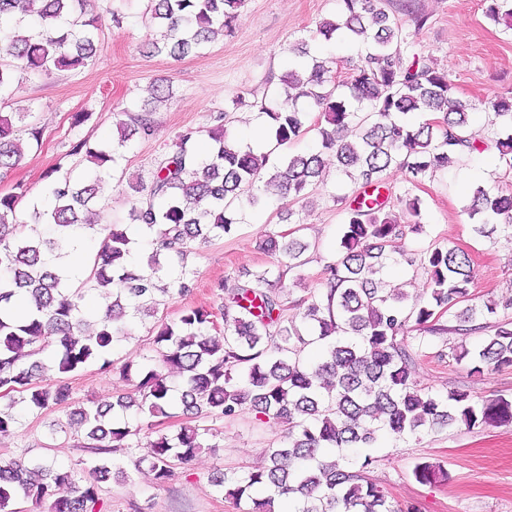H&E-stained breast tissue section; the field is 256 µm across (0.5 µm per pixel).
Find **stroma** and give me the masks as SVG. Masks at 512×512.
<instances>
[{
  "label": "stroma",
  "mask_w": 512,
  "mask_h": 512,
  "mask_svg": "<svg viewBox=\"0 0 512 512\" xmlns=\"http://www.w3.org/2000/svg\"><path fill=\"white\" fill-rule=\"evenodd\" d=\"M148 5V0H89L88 14L99 18L93 62L42 81L17 76L6 109L27 113L29 121L41 127L43 140L38 148L23 146L19 166L0 175V194L21 182L40 195L44 176L53 169L75 178L86 174L91 165L71 156L72 143L89 135L109 138L125 120L126 110L139 107L149 99L151 85L163 82L172 86V98L156 104L152 135L131 141L96 206L100 223H127L135 200L130 181L149 178L173 151L178 134L192 131L205 138L213 113H224L235 138H246L258 129L262 120L256 104L277 91L290 67L291 48L311 39L318 23L339 9L338 0H247L233 33L215 36L199 53L177 59L148 54L147 45L156 37ZM416 5L428 21L418 29L408 17H401L407 42L447 69L457 96L477 104L488 94L512 92V30L486 16L483 0H416ZM240 94L246 105L233 106ZM76 112L90 113L91 118L75 129L71 117ZM384 180L398 193L421 200L425 231L409 235L408 248L419 250L432 240L454 243L472 255V292L478 300L512 298V241L475 238L463 212L475 188L494 191L512 186V171L498 165L495 148L452 158L446 169L414 186L407 171L397 166L385 172ZM348 192L335 155L326 153L323 181L307 198L273 199L258 208H244L233 234L195 246L187 258L188 267L196 272L192 290L168 301L160 316L173 319L186 308L217 310V281L273 267L275 257L259 247L260 235L267 232L292 233L313 244L300 272L284 273L277 284L288 304L287 316H295V300L319 291L323 267L338 248L346 218L339 198ZM454 341L451 335L426 338L415 370L421 388L442 396L464 390L480 402L512 397V367L489 369L481 378L470 376L466 365L448 358ZM65 380L74 401L84 404L108 401L133 389L131 382L96 363L67 374ZM64 417L61 410L28 415L20 431L0 436V457L47 455L63 465L88 458L89 450L80 445L83 429L78 424L53 434L54 424ZM215 427L217 449L200 452L163 488L156 486L152 475L136 470L135 458L149 452L146 441H139L133 456L120 461L124 476L102 483L103 512H241L215 491L212 474L219 468L263 465L266 448L279 440L284 427L273 420L257 421L249 410L216 421ZM370 455L369 475L392 502L413 503L419 512H512L511 423L474 429L460 425L399 441L383 438ZM422 462L441 465L447 481L417 482L412 471Z\"/></svg>",
  "instance_id": "stroma-1"
}]
</instances>
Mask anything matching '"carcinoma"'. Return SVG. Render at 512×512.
Listing matches in <instances>:
<instances>
[{"instance_id":"obj_1","label":"carcinoma","mask_w":512,"mask_h":512,"mask_svg":"<svg viewBox=\"0 0 512 512\" xmlns=\"http://www.w3.org/2000/svg\"><path fill=\"white\" fill-rule=\"evenodd\" d=\"M246 0H150V21L161 38L149 44L154 54L184 57L201 50L217 33L229 32ZM335 21L317 25L315 36L361 44L364 54L349 68L346 81L335 80L336 59L320 57L305 47L292 49L302 72L281 79L280 100L260 105L274 146L266 152L251 147L228 148L224 113L211 115L205 154L194 132L178 136L173 152L150 177L146 197L129 212L133 224L153 237L146 265L128 266L130 239L122 224H97L92 207L104 192V172L118 164L129 141L151 135L150 110L119 123L117 140L92 148L89 139L73 143L70 154L83 155L95 168L83 180L54 178L47 173L45 198L30 200V224L48 226V234L23 232L27 222L17 215L30 194L23 184L0 194V388L11 389L0 406V434L25 425L29 414L64 408L84 427L85 447L93 458L66 467L44 456L0 459V512H14L20 500L51 499L49 512H102L98 482L112 474L111 455L131 452L141 428L117 419L130 411L155 419L151 453L135 460L158 485L189 464L203 448H213L212 427L184 424L176 433L159 426L173 418L222 420L248 408L285 424L282 440L267 449L269 463L248 471H223L212 480L217 492L245 512H275L282 496L296 499L294 512H415L388 500L366 476L382 436L395 440L424 430L462 424L469 429L512 421V400L503 397L475 402L461 390L442 398L419 389L413 381L424 337H467L484 334L477 350L461 344L448 357L465 361L472 373L487 365L512 366V299L500 306L489 299L475 302L470 254L456 246L433 242L414 254L406 249L408 234L423 232L419 198L408 202L412 220L392 216V191L383 174L398 165L411 181L447 166L453 156L485 150L491 142L499 164L512 170V96L493 95L480 104L455 96L448 71L430 55L407 56L402 25L386 9L387 0H339ZM486 15L512 21L509 0H487ZM53 17L62 25L34 28L19 35L27 18ZM84 0H0V102L12 97L15 76L44 80L56 72L86 67L96 54L93 29ZM482 106L489 114L487 139L469 130L470 111ZM319 112L310 123L311 110ZM0 112V169L21 159L16 141L23 135L39 147L42 131ZM317 127L320 148L307 153L278 152ZM336 155V165L355 193L342 227L340 249L324 269V292L301 312V323L283 319L284 303L274 292L272 272L251 281L225 279L220 315L189 308L169 321L158 316L161 298L188 290L184 259L192 244L222 238L241 223L244 205L255 207L270 193L300 196L322 176L321 151ZM464 214L474 235L512 238V190L494 193L478 187ZM101 238L90 274L82 286L57 260L62 251ZM262 249L291 271L305 265L311 244L269 233ZM406 262L424 271L430 297L406 303L404 293L387 291L382 278L390 264ZM114 284L106 313L92 318L85 307V286ZM448 315V324L440 323ZM157 318L152 329L156 356L145 364L128 359L121 365L110 356L115 344L132 334L137 316ZM320 347L319 359L303 357L306 347ZM92 362L134 382L133 392L105 403L71 401V387L55 378ZM350 448L358 462L341 451ZM420 483L446 477L428 462L415 466Z\"/></svg>"}]
</instances>
